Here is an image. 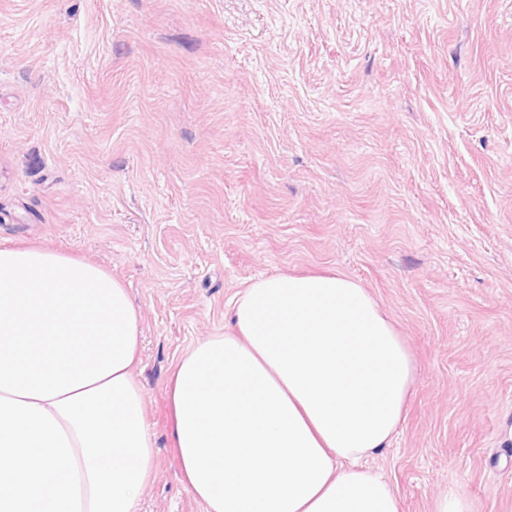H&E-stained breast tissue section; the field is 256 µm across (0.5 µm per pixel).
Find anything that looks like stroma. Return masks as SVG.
I'll return each mask as SVG.
<instances>
[{
  "instance_id": "obj_1",
  "label": "stroma",
  "mask_w": 512,
  "mask_h": 512,
  "mask_svg": "<svg viewBox=\"0 0 512 512\" xmlns=\"http://www.w3.org/2000/svg\"><path fill=\"white\" fill-rule=\"evenodd\" d=\"M96 263L140 316L152 480L204 512L166 387L234 295L335 271L395 321L402 512L512 500V0H0V243ZM472 499L455 491L440 496L434 503L433 512H479Z\"/></svg>"
}]
</instances>
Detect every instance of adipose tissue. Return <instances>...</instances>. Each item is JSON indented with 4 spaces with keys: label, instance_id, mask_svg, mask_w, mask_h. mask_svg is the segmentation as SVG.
I'll return each mask as SVG.
<instances>
[{
    "label": "adipose tissue",
    "instance_id": "obj_1",
    "mask_svg": "<svg viewBox=\"0 0 512 512\" xmlns=\"http://www.w3.org/2000/svg\"><path fill=\"white\" fill-rule=\"evenodd\" d=\"M139 314L105 269L0 246V512H137L155 468L133 374ZM408 345L335 273L276 274L233 301L167 388L183 478L205 512H401L368 467L406 419Z\"/></svg>",
    "mask_w": 512,
    "mask_h": 512
}]
</instances>
